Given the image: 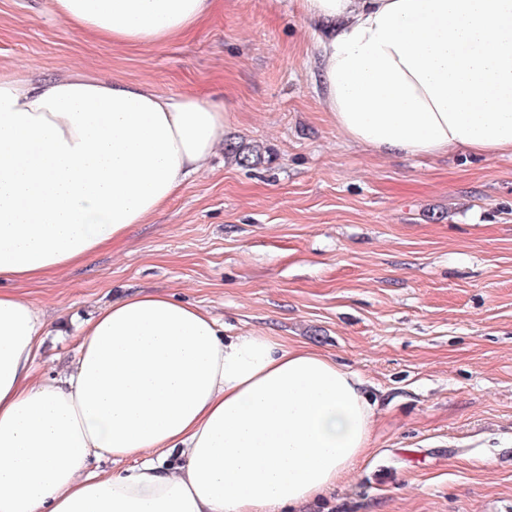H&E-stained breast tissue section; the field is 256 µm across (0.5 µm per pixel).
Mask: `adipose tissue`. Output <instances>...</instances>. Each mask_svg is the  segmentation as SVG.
<instances>
[{"instance_id": "obj_1", "label": "adipose tissue", "mask_w": 512, "mask_h": 512, "mask_svg": "<svg viewBox=\"0 0 512 512\" xmlns=\"http://www.w3.org/2000/svg\"><path fill=\"white\" fill-rule=\"evenodd\" d=\"M326 30L323 104L385 154L512 153V0H300ZM211 0H53L88 36L154 45ZM194 93L86 73L0 72V281L78 264L146 223L224 139ZM48 323L0 289V512H288L336 487L369 446L360 378L269 336H225L204 308L136 293L37 376ZM124 463L92 471V459Z\"/></svg>"}]
</instances>
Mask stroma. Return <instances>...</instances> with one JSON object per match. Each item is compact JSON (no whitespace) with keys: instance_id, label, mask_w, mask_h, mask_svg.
Here are the masks:
<instances>
[{"instance_id":"stroma-1","label":"stroma","mask_w":512,"mask_h":512,"mask_svg":"<svg viewBox=\"0 0 512 512\" xmlns=\"http://www.w3.org/2000/svg\"><path fill=\"white\" fill-rule=\"evenodd\" d=\"M299 0H214L171 41L128 46L71 28L50 0H0V70L148 82L230 103L226 144L147 223L86 264L4 282L57 332L136 291L202 306L228 336H275L358 374L369 450L294 512H512V155H383L355 144L316 88Z\"/></svg>"}]
</instances>
